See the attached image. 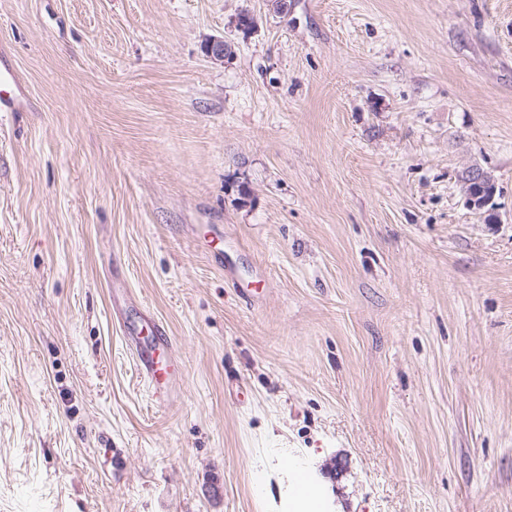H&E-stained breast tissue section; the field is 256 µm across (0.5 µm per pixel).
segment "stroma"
<instances>
[{"instance_id": "obj_1", "label": "stroma", "mask_w": 512, "mask_h": 512, "mask_svg": "<svg viewBox=\"0 0 512 512\" xmlns=\"http://www.w3.org/2000/svg\"><path fill=\"white\" fill-rule=\"evenodd\" d=\"M0 60V512H512V0H0ZM461 178L467 189V205L471 209L482 211L492 203L496 185L491 174L478 166L471 165L463 170ZM115 318L139 373L152 388V396L157 403H164L179 381L171 336L162 323L140 310L133 321L126 310L116 309Z\"/></svg>"}]
</instances>
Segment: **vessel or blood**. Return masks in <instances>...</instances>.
I'll return each mask as SVG.
<instances>
[{"label": "vessel or blood", "mask_w": 512, "mask_h": 512, "mask_svg": "<svg viewBox=\"0 0 512 512\" xmlns=\"http://www.w3.org/2000/svg\"><path fill=\"white\" fill-rule=\"evenodd\" d=\"M115 318L139 373L152 388L155 401L164 403L179 380L171 336L162 323L144 313L133 319L127 311L119 309Z\"/></svg>", "instance_id": "vessel-or-blood-1"}]
</instances>
